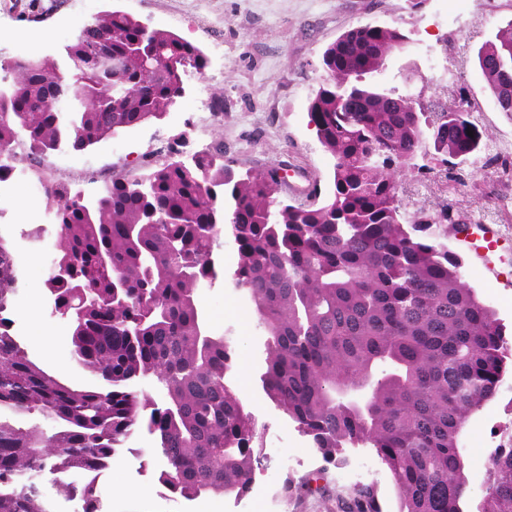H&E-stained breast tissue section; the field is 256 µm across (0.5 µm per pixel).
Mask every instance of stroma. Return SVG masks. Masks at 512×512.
<instances>
[{
  "instance_id": "obj_1",
  "label": "stroma",
  "mask_w": 512,
  "mask_h": 512,
  "mask_svg": "<svg viewBox=\"0 0 512 512\" xmlns=\"http://www.w3.org/2000/svg\"><path fill=\"white\" fill-rule=\"evenodd\" d=\"M119 8L149 27L177 33L199 46L210 60L203 77L191 78L178 106L159 122H147L116 134L83 152L63 148L44 156L55 177L94 194L82 172H118L137 178L143 155L158 141L179 138L184 154L207 150L222 141L225 157L239 170H264L280 164L295 171L296 184L331 186L332 164L317 140L308 105L324 72L325 48L345 31L367 23L400 27L409 37L379 81L398 92H423L448 103L462 96L470 118L485 133L480 153L446 171L409 174L400 194L406 213L417 206L436 211L449 206L465 223L490 224L503 238L499 250L483 258L460 237H448L451 250L464 259L463 276L497 317L512 330V114L499 111L477 65L479 48L512 26V0H425L411 9L408 0H0V60L17 55L64 62L67 44L92 17ZM413 82H405L406 68ZM224 96V117L210 109L215 94ZM217 279L200 290L199 302L213 334L237 338L233 380L265 426L263 466L257 484L269 499L234 501L212 495L195 501L175 496L157 481L154 438L134 434L117 453L118 461L138 459L139 474L105 473L101 479L103 512H326L336 494L352 489L347 468L354 449H344L335 465L325 466L316 449L295 425L267 400L258 377L264 364V338L249 303L236 290L232 274L237 256L231 244L215 254ZM49 261L31 257L12 317L25 328L28 352L50 372L77 383L88 374L75 361L71 325L46 297ZM472 447L465 455L467 487L463 512H478L487 489L486 459L512 441V391L498 395L469 420L464 434ZM289 466H281V457ZM326 468L325 493L302 499L285 497V479H299Z\"/></svg>"
}]
</instances>
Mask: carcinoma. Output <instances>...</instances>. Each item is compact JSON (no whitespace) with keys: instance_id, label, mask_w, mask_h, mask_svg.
I'll list each match as a JSON object with an SVG mask.
<instances>
[{"instance_id":"obj_1","label":"carcinoma","mask_w":512,"mask_h":512,"mask_svg":"<svg viewBox=\"0 0 512 512\" xmlns=\"http://www.w3.org/2000/svg\"><path fill=\"white\" fill-rule=\"evenodd\" d=\"M407 37L366 24L326 47L324 82L308 112L332 159L329 194L315 205L277 199L275 169L245 173L224 144L147 165L140 179L114 176L87 202L60 180L41 183L54 214L55 252L45 282L71 325L78 364L92 380L55 376L11 329L18 275L0 237V512H55L38 480L92 505L94 476L141 427L154 436L158 482L183 499H240L261 465L258 421L231 381L236 347L210 333L199 289L217 272L224 238L234 245L233 284L264 336L263 394L324 461L369 446L390 473L397 512H462V441L470 416L500 391L506 328L462 277L436 224L462 232L448 207L403 213L398 177L425 174L475 156L483 132L464 100L450 120L407 102L377 77ZM62 69L50 59L0 62L13 83L0 96V182L29 141L32 159L88 150L164 119L208 61L194 43L149 30L106 10L67 46ZM110 56L119 68L109 71ZM501 112H512V26L477 53ZM473 135H468V132ZM150 376L164 398L135 381ZM50 425L44 431L30 422ZM478 512H512V447L488 459ZM320 468L280 492L303 496ZM336 512H383L367 484L336 497Z\"/></svg>"}]
</instances>
